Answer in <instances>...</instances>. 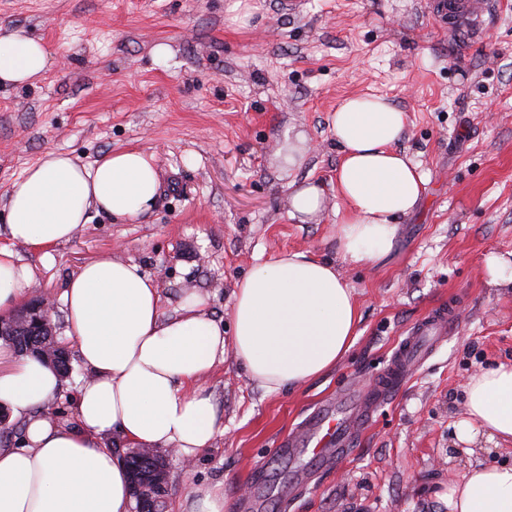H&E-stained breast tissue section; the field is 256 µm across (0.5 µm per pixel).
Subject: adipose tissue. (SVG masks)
<instances>
[{
	"mask_svg": "<svg viewBox=\"0 0 512 512\" xmlns=\"http://www.w3.org/2000/svg\"><path fill=\"white\" fill-rule=\"evenodd\" d=\"M42 41L0 29V87L24 86L47 71ZM407 114L380 96L344 99L331 118L340 146L336 170V257L289 252L253 267L230 297L232 338L184 296L163 315L157 282L131 261L84 264L62 302L69 333L89 377L76 400L78 425L54 424L45 408L60 388L53 368L0 343V405L22 421L24 445L0 443V512H130V476L115 436L130 448L175 450L185 460L210 448L222 427L203 380L232 353L245 376L278 394L326 374L350 350L360 316L341 264L387 263L401 218L427 183L419 164L396 147ZM153 159L135 149L92 164L48 149L8 190L9 239L38 248L69 241L91 212L117 220L152 208L159 192ZM29 266L0 247V313L31 285ZM459 442H512V365L475 373L466 385ZM448 512H512V464H471L449 486Z\"/></svg>",
	"mask_w": 512,
	"mask_h": 512,
	"instance_id": "1",
	"label": "adipose tissue"
}]
</instances>
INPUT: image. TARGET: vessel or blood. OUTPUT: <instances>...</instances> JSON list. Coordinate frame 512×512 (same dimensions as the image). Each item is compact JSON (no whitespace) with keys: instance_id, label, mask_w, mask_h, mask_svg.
<instances>
[{"instance_id":"b4317fda","label":"vessel or blood","mask_w":512,"mask_h":512,"mask_svg":"<svg viewBox=\"0 0 512 512\" xmlns=\"http://www.w3.org/2000/svg\"><path fill=\"white\" fill-rule=\"evenodd\" d=\"M487 8L486 0H434L433 4L440 19L464 26ZM454 317L447 305L434 308L395 347L376 386L367 393L343 391L334 405L316 408L305 420L302 433L289 440L290 453L308 454L317 463L346 456L358 434L370 424L375 409L392 399L408 381L412 365L428 358L444 341Z\"/></svg>"}]
</instances>
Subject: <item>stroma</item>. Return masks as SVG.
<instances>
[{
    "label": "stroma",
    "mask_w": 512,
    "mask_h": 512,
    "mask_svg": "<svg viewBox=\"0 0 512 512\" xmlns=\"http://www.w3.org/2000/svg\"><path fill=\"white\" fill-rule=\"evenodd\" d=\"M0 26L51 51L34 84L0 88V246L30 267V302L60 300L83 264L113 257L158 281L164 315L193 291L232 333L231 290L257 261L336 254L339 102L374 94L407 114L397 146L427 184L387 264L341 267L361 315L354 345L336 368L274 395L225 354L203 381L224 431L192 464L163 453L164 512H187L195 491L216 485L226 512H448L439 497L471 462L512 463V443L472 453L453 443L469 378L512 364V292L489 287L485 268L486 256L512 254V0H494L468 36L430 0H0ZM50 148L85 164L152 155L153 207L127 222L92 214L46 253L11 243L7 190ZM309 183L324 190L321 212L289 217L290 186ZM441 303L454 327L353 449L316 469L289 458L283 447L314 407L372 389ZM54 323L73 372L48 410L73 427L87 372L64 309Z\"/></svg>",
    "instance_id": "1"
}]
</instances>
